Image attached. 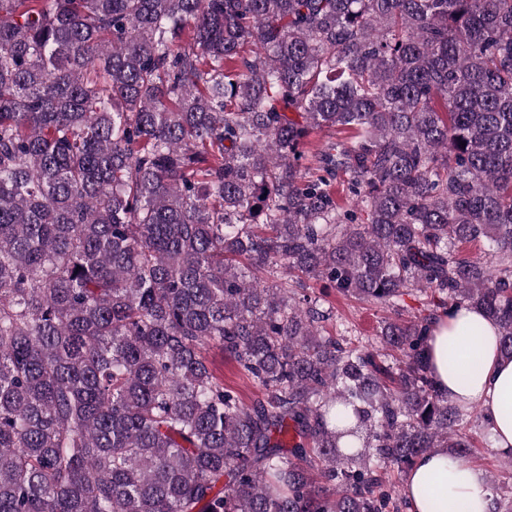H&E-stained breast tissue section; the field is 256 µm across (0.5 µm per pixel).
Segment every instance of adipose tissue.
Listing matches in <instances>:
<instances>
[{"label":"adipose tissue","instance_id":"adipose-tissue-1","mask_svg":"<svg viewBox=\"0 0 512 512\" xmlns=\"http://www.w3.org/2000/svg\"><path fill=\"white\" fill-rule=\"evenodd\" d=\"M427 360L436 386L450 401L479 406L490 449L512 452V360L500 352L497 325L462 308L430 327ZM407 512H492L493 494L484 469L452 459L438 448L418 456L403 487Z\"/></svg>","mask_w":512,"mask_h":512}]
</instances>
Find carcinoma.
I'll list each match as a JSON object with an SVG mask.
<instances>
[{
    "instance_id": "obj_1",
    "label": "carcinoma",
    "mask_w": 512,
    "mask_h": 512,
    "mask_svg": "<svg viewBox=\"0 0 512 512\" xmlns=\"http://www.w3.org/2000/svg\"><path fill=\"white\" fill-rule=\"evenodd\" d=\"M462 307L512 359V0H0V512H404ZM335 312V321H329L326 332L338 334L345 329L348 336H359L365 339H374L380 332L382 321L390 312L366 301L354 298H345L334 292L327 297ZM336 324V325H335ZM206 356L216 374L224 379V386L238 392L249 402L256 396V388L247 376L239 369L236 362L218 345L207 347Z\"/></svg>"
}]
</instances>
